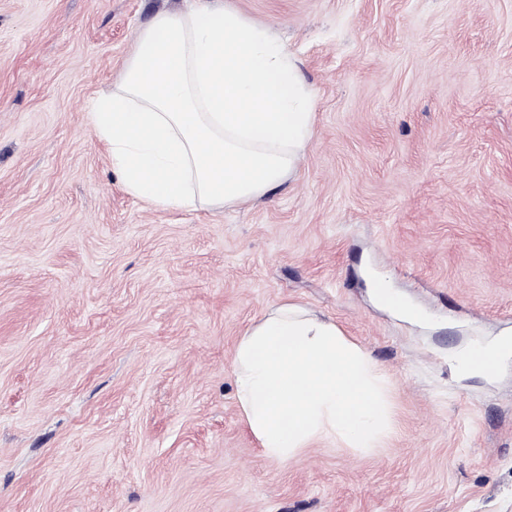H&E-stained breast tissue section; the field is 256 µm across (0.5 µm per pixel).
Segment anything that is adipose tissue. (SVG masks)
<instances>
[{"mask_svg":"<svg viewBox=\"0 0 512 512\" xmlns=\"http://www.w3.org/2000/svg\"><path fill=\"white\" fill-rule=\"evenodd\" d=\"M237 401L264 455L287 460L314 438L375 447L388 427L382 377L335 322L282 305L234 351Z\"/></svg>","mask_w":512,"mask_h":512,"instance_id":"obj_1","label":"adipose tissue"}]
</instances>
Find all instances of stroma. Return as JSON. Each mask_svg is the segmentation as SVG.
I'll return each instance as SVG.
<instances>
[{"label":"stroma","instance_id":"35a3bbf8","mask_svg":"<svg viewBox=\"0 0 512 512\" xmlns=\"http://www.w3.org/2000/svg\"><path fill=\"white\" fill-rule=\"evenodd\" d=\"M316 135L262 198L129 195L88 118L183 0H0V512H512V0H209ZM384 279L416 322L378 301ZM294 304L383 376L377 448L266 458L233 352Z\"/></svg>","mask_w":512,"mask_h":512}]
</instances>
